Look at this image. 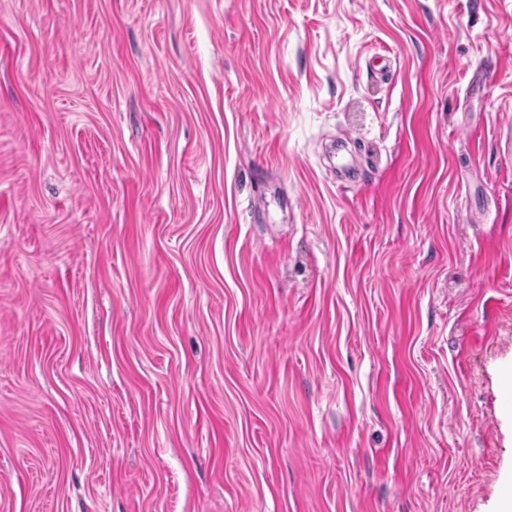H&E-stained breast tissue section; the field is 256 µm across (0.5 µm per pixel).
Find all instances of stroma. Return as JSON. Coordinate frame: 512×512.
<instances>
[{
    "label": "stroma",
    "instance_id": "obj_1",
    "mask_svg": "<svg viewBox=\"0 0 512 512\" xmlns=\"http://www.w3.org/2000/svg\"><path fill=\"white\" fill-rule=\"evenodd\" d=\"M509 135L512 0H0V512H500Z\"/></svg>",
    "mask_w": 512,
    "mask_h": 512
}]
</instances>
